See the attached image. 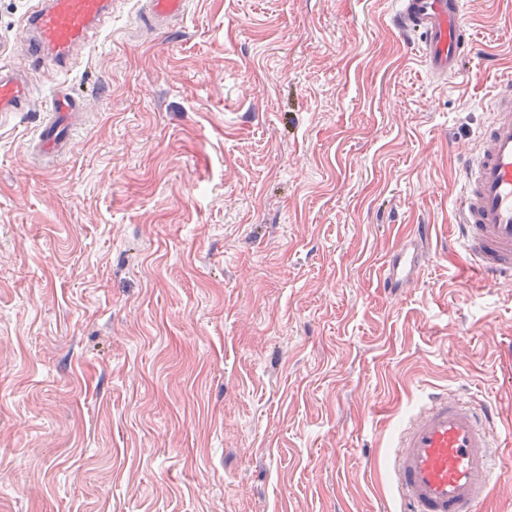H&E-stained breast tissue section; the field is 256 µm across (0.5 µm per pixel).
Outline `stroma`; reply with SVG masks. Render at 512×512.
<instances>
[{
	"label": "stroma",
	"mask_w": 512,
	"mask_h": 512,
	"mask_svg": "<svg viewBox=\"0 0 512 512\" xmlns=\"http://www.w3.org/2000/svg\"><path fill=\"white\" fill-rule=\"evenodd\" d=\"M28 6L0 0L18 64ZM139 6L0 112V512H399L388 455L441 391L512 443V284L456 224L512 0L445 85L393 0H188L166 33ZM60 85L88 110L46 160ZM414 239L410 244L398 247L387 266L382 272L384 288H405L419 274L420 248L428 236L425 224H419L414 229Z\"/></svg>",
	"instance_id": "35a3bbf8"
}]
</instances>
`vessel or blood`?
Wrapping results in <instances>:
<instances>
[{
    "mask_svg": "<svg viewBox=\"0 0 512 512\" xmlns=\"http://www.w3.org/2000/svg\"><path fill=\"white\" fill-rule=\"evenodd\" d=\"M24 50L30 64L68 69L91 32L103 28L112 0H30ZM390 24L399 36H416L431 76L447 82L473 49L466 23L475 0H398ZM185 0H145L142 20L152 29L183 13ZM31 109L25 72L0 65V112ZM84 105L57 90L38 149L51 155L69 137L65 120ZM457 224L470 264L494 281L512 279V82L503 81L491 104V119L475 158L464 166ZM425 225L398 247L382 272L384 287L403 288L419 274ZM496 408L472 406L458 395L439 393L409 421L392 450L390 480L404 512H482L505 453L493 441Z\"/></svg>",
    "mask_w": 512,
    "mask_h": 512,
    "instance_id": "1",
    "label": "vessel or blood"
}]
</instances>
